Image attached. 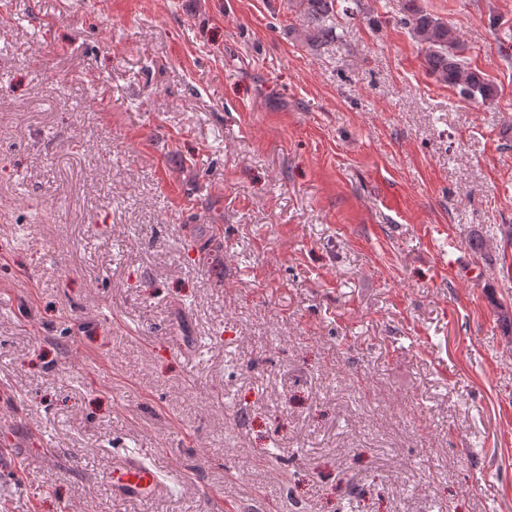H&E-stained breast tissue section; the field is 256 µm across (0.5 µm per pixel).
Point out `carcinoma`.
I'll return each instance as SVG.
<instances>
[{
  "instance_id": "cac0c4a2",
  "label": "carcinoma",
  "mask_w": 512,
  "mask_h": 512,
  "mask_svg": "<svg viewBox=\"0 0 512 512\" xmlns=\"http://www.w3.org/2000/svg\"><path fill=\"white\" fill-rule=\"evenodd\" d=\"M362 0H297L296 8L306 20L309 41L320 43L335 35L336 14L355 16L362 11ZM412 36L425 45L423 62L436 80L459 88V94L469 100L486 101L495 90L486 74L471 68L460 59L458 37L434 15L421 10L415 0H406L405 15L401 19Z\"/></svg>"
}]
</instances>
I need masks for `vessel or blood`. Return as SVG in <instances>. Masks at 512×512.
Segmentation results:
<instances>
[{"label":"vessel or blood","mask_w":512,"mask_h":512,"mask_svg":"<svg viewBox=\"0 0 512 512\" xmlns=\"http://www.w3.org/2000/svg\"><path fill=\"white\" fill-rule=\"evenodd\" d=\"M168 484L155 464L140 454H127L112 463V489L116 496L147 501L165 492Z\"/></svg>","instance_id":"obj_1"}]
</instances>
